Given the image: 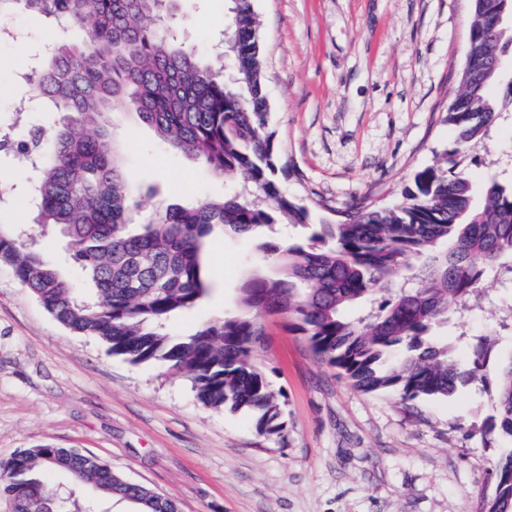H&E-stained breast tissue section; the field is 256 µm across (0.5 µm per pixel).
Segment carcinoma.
<instances>
[{
  "label": "carcinoma",
  "mask_w": 512,
  "mask_h": 512,
  "mask_svg": "<svg viewBox=\"0 0 512 512\" xmlns=\"http://www.w3.org/2000/svg\"><path fill=\"white\" fill-rule=\"evenodd\" d=\"M174 0H0L55 31L31 80L36 105L61 112L58 125L0 151L22 158L29 206L42 227H61L78 267V288L44 263L36 239L0 222V265L70 332L95 336L114 356L152 362L191 383L214 410H244L268 436L286 430L283 409L252 354L263 318L282 315L323 362L366 393L439 399L498 374L497 415L485 435L500 442L491 460L492 495L476 512H512V355L491 366L498 339L457 326L473 299L489 296L484 269L512 273V182L477 179L465 159L502 115L498 84L512 99V0H470L473 21L460 92L446 121L455 136L442 160L418 170L403 201H360L336 223L311 222L285 193L275 161L259 19L252 0H225L224 52L216 70L174 22ZM120 100L166 146L192 157L238 190L220 198L161 206L122 172L104 116ZM52 142L44 159L41 144ZM278 224L308 230L303 241H274ZM258 238L259 264L239 292L238 314L171 333L169 320L211 293L202 249L214 227ZM464 357L460 364L456 356ZM91 486L94 498L80 489ZM0 494L12 512H98L102 501L133 500L137 512H178L176 503L125 478L98 457L38 445L0 462Z\"/></svg>",
  "instance_id": "carcinoma-1"
}]
</instances>
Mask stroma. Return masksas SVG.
Returning <instances> with one entry per match:
<instances>
[{
  "label": "stroma",
  "mask_w": 512,
  "mask_h": 512,
  "mask_svg": "<svg viewBox=\"0 0 512 512\" xmlns=\"http://www.w3.org/2000/svg\"><path fill=\"white\" fill-rule=\"evenodd\" d=\"M282 189L313 222L342 219L355 202H398L415 172L453 137L445 116L460 89L470 0H253ZM184 39L208 47L224 30V0H179ZM11 22L22 43L0 44V117L33 86L14 81L42 49L35 17ZM127 177L173 203L219 196L223 178L170 151L122 102L107 116ZM476 177L512 178V112L469 164ZM257 265L256 242L215 229L204 269L216 291L173 317L187 333L238 310ZM253 355L280 393L283 437L259 434L246 413L201 404L185 378L112 356L72 335L0 266V460L38 444L76 448L180 512H475L491 493L495 375L444 400L402 402L353 389L283 317L265 318Z\"/></svg>",
  "instance_id": "obj_1"
}]
</instances>
